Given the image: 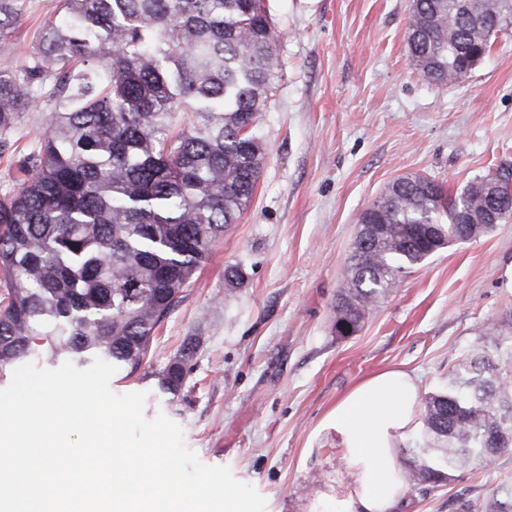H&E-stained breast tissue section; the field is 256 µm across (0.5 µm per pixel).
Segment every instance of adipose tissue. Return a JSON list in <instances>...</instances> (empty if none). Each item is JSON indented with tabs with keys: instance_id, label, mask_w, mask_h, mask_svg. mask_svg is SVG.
Instances as JSON below:
<instances>
[{
	"instance_id": "1",
	"label": "adipose tissue",
	"mask_w": 512,
	"mask_h": 512,
	"mask_svg": "<svg viewBox=\"0 0 512 512\" xmlns=\"http://www.w3.org/2000/svg\"><path fill=\"white\" fill-rule=\"evenodd\" d=\"M418 389L401 369H387L337 400L322 428L336 438L346 475L326 492L330 512H393L407 483L398 450L418 426Z\"/></svg>"
}]
</instances>
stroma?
Returning a JSON list of instances; mask_svg holds the SVG:
<instances>
[{
	"mask_svg": "<svg viewBox=\"0 0 512 512\" xmlns=\"http://www.w3.org/2000/svg\"><path fill=\"white\" fill-rule=\"evenodd\" d=\"M280 67L258 134L267 163L249 209L217 242L137 371L113 392H142L144 414L184 428L199 460L229 467L266 512H328L320 496L344 465L318 427L372 373L401 368L420 394L440 386L476 336L512 314V221L441 249L413 268L361 331L336 330L357 216L398 176L418 173L457 194L512 170V33L463 81L438 86L409 64L412 0H265ZM23 113L0 149V194L44 131ZM242 263L243 284L224 279ZM194 343L178 395L160 373ZM512 483V452L450 481L407 488L399 512H485Z\"/></svg>",
	"mask_w": 512,
	"mask_h": 512,
	"instance_id": "stroma-1",
	"label": "stroma"
}]
</instances>
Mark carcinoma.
Returning a JSON list of instances; mask_svg holds the SVG:
<instances>
[{"mask_svg":"<svg viewBox=\"0 0 512 512\" xmlns=\"http://www.w3.org/2000/svg\"><path fill=\"white\" fill-rule=\"evenodd\" d=\"M27 0H0V143L42 99L49 123L0 196V367L46 342L51 359L138 369L224 227L249 206L267 162L257 136L278 57L261 0H59L39 40L13 39ZM512 0H414L410 63L433 83L483 64ZM512 170L452 196L435 179L390 182L360 212L336 320L361 330L409 269L448 243L467 207L512 219ZM175 395L184 373L164 369ZM407 484L439 483L512 450V331L482 334L421 402ZM487 512H512V485Z\"/></svg>","mask_w":512,"mask_h":512,"instance_id":"cac0c4a2","label":"carcinoma"}]
</instances>
